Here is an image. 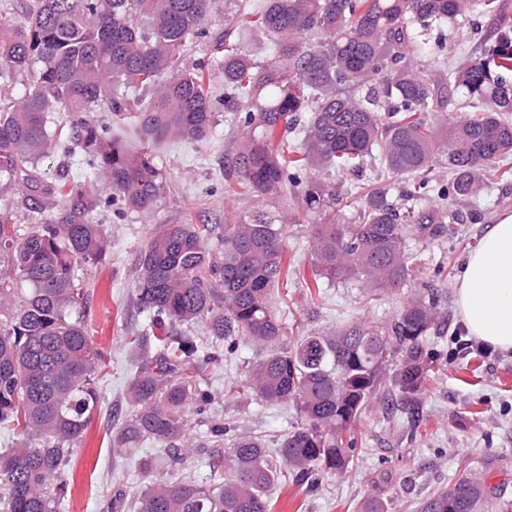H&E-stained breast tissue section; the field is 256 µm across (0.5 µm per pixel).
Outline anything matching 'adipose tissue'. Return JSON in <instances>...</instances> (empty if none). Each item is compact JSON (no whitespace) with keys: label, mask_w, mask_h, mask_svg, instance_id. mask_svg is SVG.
<instances>
[{"label":"adipose tissue","mask_w":512,"mask_h":512,"mask_svg":"<svg viewBox=\"0 0 512 512\" xmlns=\"http://www.w3.org/2000/svg\"><path fill=\"white\" fill-rule=\"evenodd\" d=\"M455 304L468 335L512 351V217L487 226L468 257Z\"/></svg>","instance_id":"ef3b65f1"}]
</instances>
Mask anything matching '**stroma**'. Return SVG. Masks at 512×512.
Returning a JSON list of instances; mask_svg holds the SVG:
<instances>
[{
  "instance_id": "1",
  "label": "stroma",
  "mask_w": 512,
  "mask_h": 512,
  "mask_svg": "<svg viewBox=\"0 0 512 512\" xmlns=\"http://www.w3.org/2000/svg\"><path fill=\"white\" fill-rule=\"evenodd\" d=\"M484 23L476 14L457 32L433 30L426 39L444 41L454 58H468L477 51L475 29ZM216 116L211 137L198 142L173 138L154 148L164 174L155 210L139 213L115 202L99 212L110 248L102 261L80 267L78 274L90 293L91 340L109 359L97 378L101 408L74 444L67 467L72 493L60 512H133L136 492L146 483L137 457L114 452L112 432L130 411L127 388L139 360L134 339L149 324L136 299L135 270L155 225H210L208 245L215 249L222 245L225 225L259 212L276 217L283 230L282 272L273 289V310L285 325L283 343L309 333L332 335L353 322L381 326L426 286L440 294L431 339L434 363L417 420L371 401L353 431L347 473L322 475L314 487L278 465L270 512H360L368 500L380 501L385 512H415L416 503L465 476L484 480L512 502V353L468 336L455 309L458 279L484 228L512 216V177H490L477 200L460 206V222L448 224L443 237L413 244L419 272L403 288L366 300L358 282L331 286L317 276L311 236L312 225L320 221L317 214L288 191L257 193L225 174V159L239 150L244 117L221 109ZM326 180L348 198L338 215L347 224L357 218L354 189L360 183L382 181L393 202L402 200L403 183L373 166L359 177L333 172ZM237 344L236 353L201 369L213 403L183 438L191 448L186 470L199 480L210 474L203 448L212 414L222 415L227 439L252 435L269 449L277 448L296 423L290 405L259 404L243 390L247 365L262 352L242 338Z\"/></svg>"
}]
</instances>
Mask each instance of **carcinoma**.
I'll list each match as a JSON object with an SVG mask.
<instances>
[{"label":"carcinoma","mask_w":512,"mask_h":512,"mask_svg":"<svg viewBox=\"0 0 512 512\" xmlns=\"http://www.w3.org/2000/svg\"><path fill=\"white\" fill-rule=\"evenodd\" d=\"M217 0H25L0 8V176L22 192L21 204L49 212L21 232L0 210V429L23 439L0 451V512H55L67 496L72 449L98 409L95 378L104 353L92 345L88 294L78 270L106 254L96 220L102 193L131 210L150 212L163 183L155 156L108 137L76 112L139 113L144 138L200 141L216 124L203 63L187 62L189 44L209 40L224 70V111L243 112V144L229 164L239 183L266 193L300 188L306 209L325 215L311 226L313 266L334 285L351 279L395 291L416 276L410 241L435 240L455 221L453 207L473 200L485 176L512 156V16L501 0H266L254 23L273 39L272 60L258 64L204 28ZM488 16L478 55L448 69L414 62L419 37L436 25L452 32L469 14ZM152 90L155 99H136ZM464 97L475 110L448 120L441 113ZM69 121L63 125V121ZM284 123L302 136L275 147L269 132ZM94 166L102 181L59 176L44 183L43 159L58 148ZM371 158L410 182L411 204L395 206L387 187H360L355 224L332 212L342 199L318 177L359 172ZM448 180L421 177L429 167ZM311 170L301 179L300 171ZM207 224H160L140 252L136 292L156 326L206 320L215 345L190 336H143L144 357L129 384L132 411L112 435L116 452L136 454L144 473L173 469L186 458L180 443L204 409L201 365L217 343L243 337L268 347L250 369V389L265 403H287L297 424L275 451L302 478L347 472L354 430L369 401L411 406L433 364L429 333L437 292L404 303L383 327L351 323L334 336L311 334L277 346L284 326L271 305L281 274L282 225L257 215L224 225V255L204 245ZM395 362L391 375L385 370ZM224 423L211 426L210 479L170 473L145 485L137 512H268L277 474L259 439L240 435L224 448ZM494 491L462 477L435 492L418 512H482Z\"/></svg>","instance_id":"obj_1"}]
</instances>
